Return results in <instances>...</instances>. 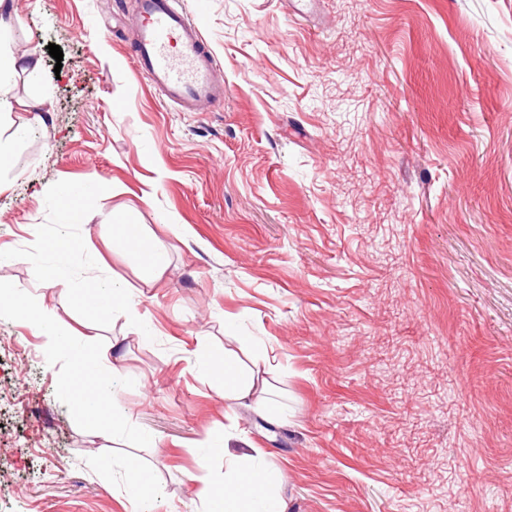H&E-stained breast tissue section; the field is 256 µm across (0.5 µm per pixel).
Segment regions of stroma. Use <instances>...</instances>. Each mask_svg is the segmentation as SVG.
Wrapping results in <instances>:
<instances>
[{"instance_id":"obj_1","label":"stroma","mask_w":512,"mask_h":512,"mask_svg":"<svg viewBox=\"0 0 512 512\" xmlns=\"http://www.w3.org/2000/svg\"><path fill=\"white\" fill-rule=\"evenodd\" d=\"M182 2L224 76L205 112L142 76L133 0H15L0 29L42 62L0 116V275L119 417L87 427L70 351L0 310V512H132L129 459L153 512H200L210 441L260 449L286 512H512V0ZM53 269L130 304L86 311ZM200 345L261 357L268 409L221 398ZM131 235L138 237L135 230V225L132 224H116L112 227V236L114 239L130 243L133 248L137 250L142 260L149 266L155 268L162 267V257L153 246L142 238H136L133 241L129 239ZM32 315L35 325H37L42 330V334L47 337V345L50 349H56L69 342V337L61 335L56 330L50 313L32 310ZM126 478L127 481L134 486V488L138 491L137 495V504L138 508L136 511L140 512H150L152 511L149 507L151 497L149 495V490L152 485L149 477L146 475L144 470L139 465H134V462L128 464L126 468Z\"/></svg>"}]
</instances>
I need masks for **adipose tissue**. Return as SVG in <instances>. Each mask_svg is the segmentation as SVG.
Returning a JSON list of instances; mask_svg holds the SVG:
<instances>
[{
  "label": "adipose tissue",
  "mask_w": 512,
  "mask_h": 512,
  "mask_svg": "<svg viewBox=\"0 0 512 512\" xmlns=\"http://www.w3.org/2000/svg\"><path fill=\"white\" fill-rule=\"evenodd\" d=\"M40 62L30 51L0 49V112L11 113L15 104L5 91L18 74L38 77ZM196 356L207 357V369L213 374L216 391L232 399L252 398L256 406L266 404L267 383L260 366L244 369L240 360L220 350L197 348ZM74 401L85 416L88 425L95 429L114 424L116 414L108 398L107 379L103 374L90 375L78 372L72 378ZM224 476L220 482L202 484L196 496L203 512H253L258 500H266L270 512H285L283 503L272 496L274 476L255 466L248 456L225 455Z\"/></svg>",
  "instance_id": "ef3b65f1"
}]
</instances>
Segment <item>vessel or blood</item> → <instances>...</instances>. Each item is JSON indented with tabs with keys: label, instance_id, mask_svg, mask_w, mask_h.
<instances>
[{
	"label": "vessel or blood",
	"instance_id": "1",
	"mask_svg": "<svg viewBox=\"0 0 512 512\" xmlns=\"http://www.w3.org/2000/svg\"><path fill=\"white\" fill-rule=\"evenodd\" d=\"M130 27L139 69L164 102L182 112L223 103L224 78L181 0H135Z\"/></svg>",
	"mask_w": 512,
	"mask_h": 512
}]
</instances>
